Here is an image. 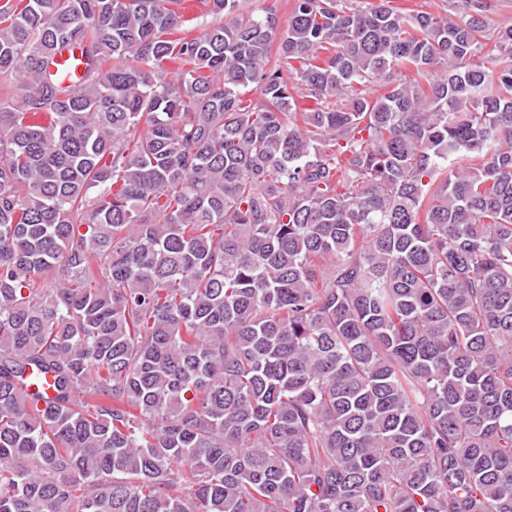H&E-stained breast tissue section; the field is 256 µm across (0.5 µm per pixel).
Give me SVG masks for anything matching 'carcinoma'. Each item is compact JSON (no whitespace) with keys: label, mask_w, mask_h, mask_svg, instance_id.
<instances>
[{"label":"carcinoma","mask_w":512,"mask_h":512,"mask_svg":"<svg viewBox=\"0 0 512 512\" xmlns=\"http://www.w3.org/2000/svg\"><path fill=\"white\" fill-rule=\"evenodd\" d=\"M181 2L0 4V512H512V0Z\"/></svg>","instance_id":"carcinoma-1"}]
</instances>
